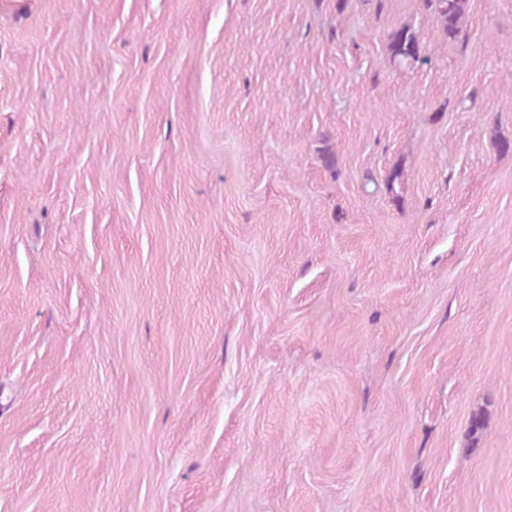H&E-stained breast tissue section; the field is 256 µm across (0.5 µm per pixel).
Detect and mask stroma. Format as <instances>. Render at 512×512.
I'll return each mask as SVG.
<instances>
[{
    "mask_svg": "<svg viewBox=\"0 0 512 512\" xmlns=\"http://www.w3.org/2000/svg\"><path fill=\"white\" fill-rule=\"evenodd\" d=\"M503 141L512 0H0V512H512ZM423 5L439 21L444 37L448 40L460 38L468 14L469 0H423ZM387 51L396 66H414L425 63L421 55L420 38L414 26L403 24L388 36Z\"/></svg>",
    "mask_w": 512,
    "mask_h": 512,
    "instance_id": "35a3bbf8",
    "label": "stroma"
}]
</instances>
